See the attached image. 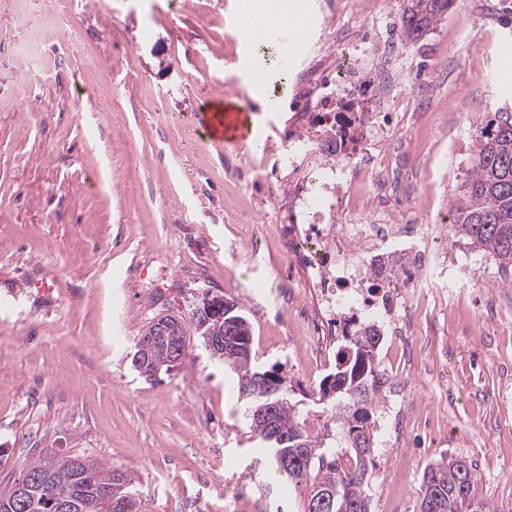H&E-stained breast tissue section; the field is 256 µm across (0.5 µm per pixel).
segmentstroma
Wrapping results in <instances>:
<instances>
[{"label": "stroma", "mask_w": 512, "mask_h": 512, "mask_svg": "<svg viewBox=\"0 0 512 512\" xmlns=\"http://www.w3.org/2000/svg\"><path fill=\"white\" fill-rule=\"evenodd\" d=\"M276 0L307 18L288 74L273 41L250 40L240 0H0V490L48 450L130 473L139 512L293 508L281 484L261 496L237 378L191 342L158 379L131 365L157 315H186L211 291L251 323L255 365L313 393L333 373L307 347L317 308L300 269L272 247L273 214L308 161L281 163L346 40L398 44L389 61L404 128L387 147L403 167V214L455 216L472 142L503 95L512 13L503 0H454L418 40L410 0ZM230 90L267 143L214 144L197 115ZM269 247L253 257L250 245ZM470 278L429 285L411 304L412 348L393 346L406 418L392 433L377 405L370 512H416L422 475L441 457L475 466L489 512H512V286L471 251Z\"/></svg>", "instance_id": "obj_1"}]
</instances>
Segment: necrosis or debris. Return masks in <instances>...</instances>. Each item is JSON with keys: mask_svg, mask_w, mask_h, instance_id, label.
Segmentation results:
<instances>
[{"mask_svg": "<svg viewBox=\"0 0 512 512\" xmlns=\"http://www.w3.org/2000/svg\"><path fill=\"white\" fill-rule=\"evenodd\" d=\"M364 55L357 44L337 51L333 93L312 91L316 110L305 132L284 145L285 159L302 153L311 166L277 240L282 254L320 288L342 335L383 324L398 343L408 339L406 300L422 272L433 267L450 278L468 270L469 261L434 250L424 225L396 222L395 195L375 153L394 133L384 116L391 84L366 76ZM365 163L375 165L385 202L367 223H343L353 172Z\"/></svg>", "mask_w": 512, "mask_h": 512, "instance_id": "necrosis-or-debris-1", "label": "necrosis or debris"}]
</instances>
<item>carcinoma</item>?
I'll return each instance as SVG.
<instances>
[{"mask_svg":"<svg viewBox=\"0 0 512 512\" xmlns=\"http://www.w3.org/2000/svg\"><path fill=\"white\" fill-rule=\"evenodd\" d=\"M448 10V0H411L402 30L410 40L420 38ZM455 234L489 256L502 273L512 272V112H496L481 127L471 148V172L464 182ZM210 293L193 304L188 318L177 319L171 332L183 358L191 338L224 337L215 359L237 376L238 399L247 409L249 428L259 440L255 453L270 477L285 474L305 512L307 498L327 500L323 512H369L367 487L372 476L375 422L372 414L383 397L385 379L375 357L381 336L372 330L345 337L336 352L334 374L320 384L319 400L342 428L345 446H332L331 424L312 432L298 403L290 399L286 377L276 369L259 370L251 361L253 331L238 303L220 323L203 325ZM151 321L134 344L139 371L148 378L168 373L172 365L153 339ZM273 409L274 429L255 420V409ZM477 475L462 457H443L429 464L422 476L418 512H486L476 499ZM132 478L77 455L50 451L28 463L11 486L0 492V512H59L58 501L69 498L72 512H126L137 504Z\"/></svg>","mask_w":512,"mask_h":512,"instance_id":"cac0c4a2","label":"carcinoma"}]
</instances>
